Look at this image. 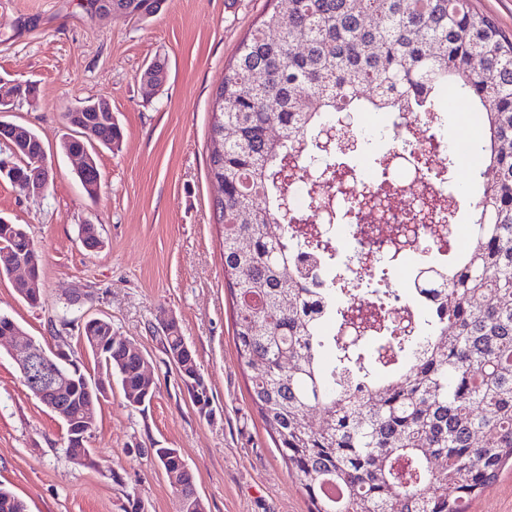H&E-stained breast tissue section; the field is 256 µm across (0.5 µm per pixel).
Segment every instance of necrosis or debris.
<instances>
[{
  "instance_id": "4bbe7bcc",
  "label": "necrosis or debris",
  "mask_w": 512,
  "mask_h": 512,
  "mask_svg": "<svg viewBox=\"0 0 512 512\" xmlns=\"http://www.w3.org/2000/svg\"><path fill=\"white\" fill-rule=\"evenodd\" d=\"M440 112H364L349 129V138L361 145L355 156L357 180L351 185L354 198L362 199L378 190L373 160L384 154L401 160L408 154L422 158V166L402 172L399 192L435 199L438 210L431 223L416 224L411 210L390 205L385 217L371 224H313L310 232L325 237L331 259L316 262L306 251L297 254L298 266L305 270L306 287L330 288L335 283H356L359 291L343 295L346 310L372 314L399 325H420L435 313L437 302L415 292L418 267L429 254L432 229L443 225L444 237L456 254L468 253L474 246L473 228L468 224H443L445 211L457 210L461 201L451 193L448 179L435 162L446 141L440 133ZM416 224L414 240L400 245L404 225Z\"/></svg>"
}]
</instances>
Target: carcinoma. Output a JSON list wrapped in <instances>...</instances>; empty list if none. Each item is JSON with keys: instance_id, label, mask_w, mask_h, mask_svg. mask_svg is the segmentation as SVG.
<instances>
[{"instance_id": "cac0c4a2", "label": "carcinoma", "mask_w": 512, "mask_h": 512, "mask_svg": "<svg viewBox=\"0 0 512 512\" xmlns=\"http://www.w3.org/2000/svg\"><path fill=\"white\" fill-rule=\"evenodd\" d=\"M120 14L147 20L164 0H108ZM163 60L142 76L160 88ZM453 92L476 113L481 135L473 216L475 246L450 258L437 243L423 286L443 281L440 314L421 341L385 329L372 344L346 349L324 333L345 321L341 289L302 286L293 242L303 216L280 209L307 167L325 181L352 154L320 148L322 130L357 112H425ZM209 132L208 176L224 182V280L235 313L238 359L256 371L250 397L275 448L304 492L310 512H464L512 466V36L472 0H276L224 69ZM60 149L115 152L123 132L110 112L64 113ZM97 196L98 166L79 177ZM7 262L41 255L15 225ZM112 335L87 324L77 341ZM165 354H182L181 330L165 327ZM123 393L139 388L141 357L123 340L106 347ZM71 416L98 414L85 384ZM322 424L313 428L308 412ZM442 459L434 471L429 457ZM166 475L188 465L176 448L153 449ZM343 493L336 501L326 486ZM178 512H198L184 480ZM0 512H26L0 487Z\"/></svg>"}]
</instances>
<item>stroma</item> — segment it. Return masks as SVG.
<instances>
[{"label": "stroma", "instance_id": "stroma-1", "mask_svg": "<svg viewBox=\"0 0 512 512\" xmlns=\"http://www.w3.org/2000/svg\"><path fill=\"white\" fill-rule=\"evenodd\" d=\"M82 0H0V79L30 80L37 93L1 118L39 134L55 159L47 193L25 197L0 180V217L23 225L42 259V302L33 306L0 278V313L50 340L53 314L71 298L88 317L111 321L150 362L153 395L139 407L109 390L88 442L92 463L65 456L66 428L21 383L16 356L0 345V487L27 512H177L151 455L179 449L206 512H308L250 398L252 372L237 359L232 301L224 284L221 227L207 175L212 95L240 42L274 0H165L139 21H101ZM168 59L158 92L140 81L155 56ZM104 99L124 129L118 152L100 150L102 188L89 198L59 150L63 114ZM97 225L101 250L78 228ZM176 322L208 386L201 413L163 350Z\"/></svg>", "mask_w": 512, "mask_h": 512}]
</instances>
